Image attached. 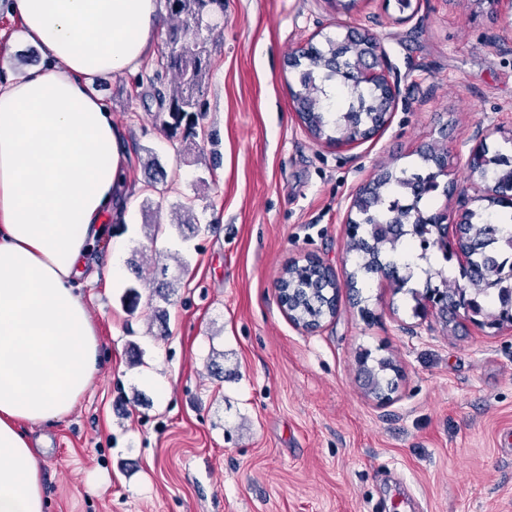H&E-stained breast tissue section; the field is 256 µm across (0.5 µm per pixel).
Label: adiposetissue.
I'll use <instances>...</instances> for the list:
<instances>
[{"label":"adipose tissue","instance_id":"1","mask_svg":"<svg viewBox=\"0 0 512 512\" xmlns=\"http://www.w3.org/2000/svg\"><path fill=\"white\" fill-rule=\"evenodd\" d=\"M43 63L0 83V512H45L23 427L86 392L99 338L75 283L126 194L125 148L93 78L135 72L158 0H10Z\"/></svg>","mask_w":512,"mask_h":512}]
</instances>
